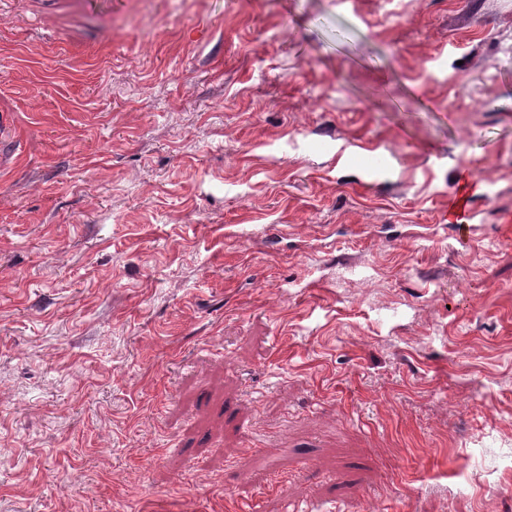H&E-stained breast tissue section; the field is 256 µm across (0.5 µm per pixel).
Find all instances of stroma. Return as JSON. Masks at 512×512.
Here are the masks:
<instances>
[{
	"label": "stroma",
	"instance_id": "obj_1",
	"mask_svg": "<svg viewBox=\"0 0 512 512\" xmlns=\"http://www.w3.org/2000/svg\"><path fill=\"white\" fill-rule=\"evenodd\" d=\"M511 219L512 0H0V512H512Z\"/></svg>",
	"mask_w": 512,
	"mask_h": 512
}]
</instances>
